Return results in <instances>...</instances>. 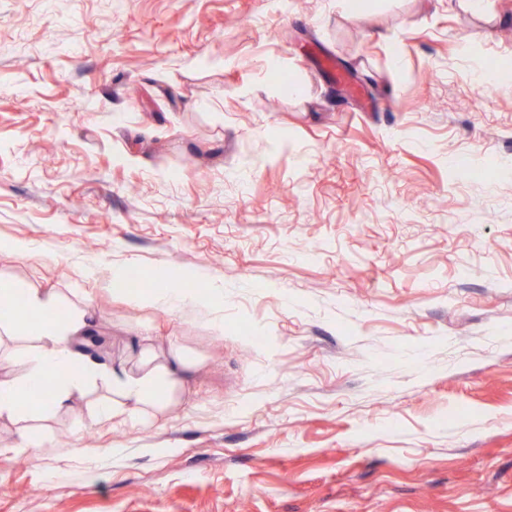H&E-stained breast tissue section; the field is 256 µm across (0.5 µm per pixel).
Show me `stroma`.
<instances>
[{
  "instance_id": "1",
  "label": "stroma",
  "mask_w": 512,
  "mask_h": 512,
  "mask_svg": "<svg viewBox=\"0 0 512 512\" xmlns=\"http://www.w3.org/2000/svg\"><path fill=\"white\" fill-rule=\"evenodd\" d=\"M349 8L0 0V277L193 361L149 426L1 417L0 512H512V0ZM178 275L200 279V274L187 275L182 272L171 271L166 267L158 268L153 276V291L150 295L142 297L140 300L156 302L160 301L162 305L172 307L179 303L186 301L219 305L221 304L220 298L212 290L209 293H199L190 288L172 289L170 285Z\"/></svg>"
}]
</instances>
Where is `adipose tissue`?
<instances>
[{"mask_svg": "<svg viewBox=\"0 0 512 512\" xmlns=\"http://www.w3.org/2000/svg\"><path fill=\"white\" fill-rule=\"evenodd\" d=\"M176 277L168 268H158L153 276L150 301L171 307L186 301L219 304L217 294L199 293L190 288H173ZM17 302L24 328H36V344L26 353L27 368L21 378L0 376V416H16L31 411L35 401L66 407L72 392L85 388L101 377L95 361L82 360L78 346L82 336L91 331L94 313L89 307L70 310L65 318L55 316V296L34 288H21L7 278H0V304ZM188 360L179 349H171L165 361L152 356L142 358L138 373L118 366L112 370V401L101 404L103 413L113 418H130L150 423L166 405L171 392L186 370Z\"/></svg>", "mask_w": 512, "mask_h": 512, "instance_id": "obj_1", "label": "adipose tissue"}]
</instances>
